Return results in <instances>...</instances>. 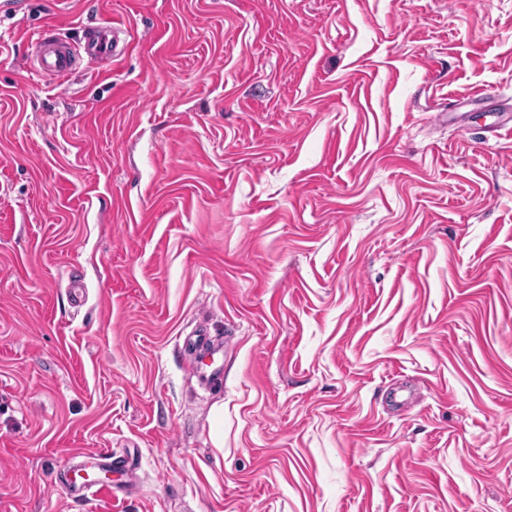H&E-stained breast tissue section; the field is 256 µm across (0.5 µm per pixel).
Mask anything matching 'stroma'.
<instances>
[{
  "instance_id": "stroma-1",
  "label": "stroma",
  "mask_w": 512,
  "mask_h": 512,
  "mask_svg": "<svg viewBox=\"0 0 512 512\" xmlns=\"http://www.w3.org/2000/svg\"><path fill=\"white\" fill-rule=\"evenodd\" d=\"M47 23L128 44L40 79ZM479 91L512 113V0H0V512H512ZM127 448L133 496L53 482ZM193 336H196L194 340L191 338L185 340L188 352L190 355H194V358L189 359V366L205 383L220 381L221 368L211 366L214 363V356L224 350V343L221 342L219 345H215L206 337V334L200 332ZM206 357L211 358L210 364L204 362ZM204 366L211 369L204 368Z\"/></svg>"
}]
</instances>
